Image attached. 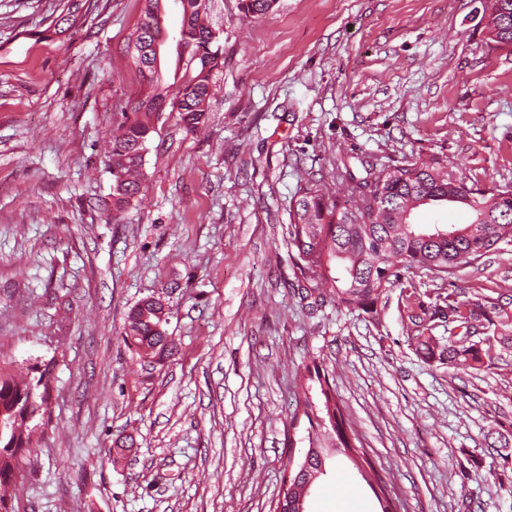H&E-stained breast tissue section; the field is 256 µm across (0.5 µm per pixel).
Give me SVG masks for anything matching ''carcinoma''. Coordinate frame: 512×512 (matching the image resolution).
Segmentation results:
<instances>
[{
	"label": "carcinoma",
	"instance_id": "cac0c4a2",
	"mask_svg": "<svg viewBox=\"0 0 512 512\" xmlns=\"http://www.w3.org/2000/svg\"><path fill=\"white\" fill-rule=\"evenodd\" d=\"M189 6L181 13L179 32L188 49L178 55L184 73L165 79L162 69L151 65L139 49L132 58L144 79L146 91L130 112H120L114 121L119 134L112 139L108 169L112 175V212L118 214L137 201L141 185L135 177L142 167L152 134L163 112L173 116L188 131L204 124L209 112L214 71L221 67L220 32L210 26L209 8L196 0H144L137 24L139 38L152 41L151 31L165 22L169 3ZM276 0H241L247 17L273 8ZM485 28L495 48L512 52V0H484ZM365 175L350 170L338 181L352 201L339 206L317 188H305L295 200L288 225V248L299 286L321 303H334L349 311L378 316V302L399 283L400 271L426 269L440 273L461 271L500 244L512 243V188L467 186L457 171L437 159L420 156L399 164H363ZM432 204L460 203L471 208L472 221L450 225L447 232L433 234V225L414 224L411 212ZM448 316L453 319L443 358L448 367L487 372L497 367L503 353L512 351V300L476 291L462 298L448 294ZM420 315L410 316L418 335L412 337L428 359L435 358L436 337L425 334ZM168 318L147 300H140L128 313L124 339L145 357H170L176 344L164 328ZM51 372L43 371L34 383L24 386L0 372V421L18 424L15 447L0 444V488L14 482L19 459L33 446L35 427L17 423L16 414L25 405H41ZM305 388L317 390L319 403L306 402L304 414L311 426L305 470L291 473L288 491L278 499L275 512H302L306 483L325 474L332 453L355 459L356 434L347 431L342 407L333 387L318 364L303 368Z\"/></svg>",
	"mask_w": 512,
	"mask_h": 512
}]
</instances>
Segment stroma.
I'll return each instance as SVG.
<instances>
[{
    "instance_id": "stroma-1",
    "label": "stroma",
    "mask_w": 512,
    "mask_h": 512,
    "mask_svg": "<svg viewBox=\"0 0 512 512\" xmlns=\"http://www.w3.org/2000/svg\"><path fill=\"white\" fill-rule=\"evenodd\" d=\"M142 7L0 0V368L54 365L8 512H273L306 451L313 362L397 512H512V353L453 372L408 320L451 291L512 292V245L402 271L375 319L302 298L287 246L299 187L340 194L346 166L437 157L512 185V54L480 0H277L255 18L213 0L206 123L158 122L114 222L107 145L145 88L127 52ZM149 296L178 343L161 364L123 340ZM353 498L379 512L340 455L306 509ZM423 321L424 318L420 315L410 316V322L415 327V331L418 332L417 336H411V338L414 340L419 350L426 356V358L434 359L436 355V337L425 335V331L429 330V328L423 325Z\"/></svg>"
}]
</instances>
